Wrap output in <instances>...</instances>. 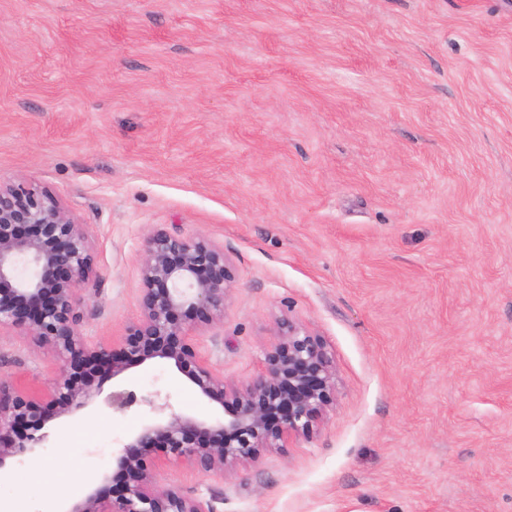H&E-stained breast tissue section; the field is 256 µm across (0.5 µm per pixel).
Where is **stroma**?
<instances>
[{
	"instance_id": "35a3bbf8",
	"label": "stroma",
	"mask_w": 512,
	"mask_h": 512,
	"mask_svg": "<svg viewBox=\"0 0 512 512\" xmlns=\"http://www.w3.org/2000/svg\"><path fill=\"white\" fill-rule=\"evenodd\" d=\"M0 181L88 224L89 341L138 318L163 229L231 262L223 323L195 331L225 380L284 318L332 353L312 438L161 483L216 512H512V0H0ZM55 368L0 332V377ZM87 381L214 409L158 359ZM103 397L0 469L16 512H56L153 416Z\"/></svg>"
}]
</instances>
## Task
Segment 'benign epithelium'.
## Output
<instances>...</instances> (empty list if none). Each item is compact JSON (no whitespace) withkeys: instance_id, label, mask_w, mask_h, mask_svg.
<instances>
[{"instance_id":"7a95c632","label":"benign epithelium","mask_w":512,"mask_h":512,"mask_svg":"<svg viewBox=\"0 0 512 512\" xmlns=\"http://www.w3.org/2000/svg\"><path fill=\"white\" fill-rule=\"evenodd\" d=\"M99 276L87 225L55 194L24 183L0 182V330L32 341L58 365L55 378L34 390L0 378V469L6 460L35 453L53 420L88 409L100 391L84 383L81 368L96 365L116 377L151 359L165 360L222 415L201 418L160 413L144 423L112 456L126 476L123 493L87 492L66 512H215L211 501L188 497L160 483L157 469L185 462L205 475L222 476L263 450L309 439L315 417L336 397V365L327 344L290 318L277 324L278 344L264 369L243 384L224 380L195 348V317L223 322L234 276L224 247L203 237L147 234L140 260V314L119 353L87 342L76 309L82 289ZM124 412L138 402L118 388L107 398ZM279 414L282 425L270 427Z\"/></svg>"}]
</instances>
